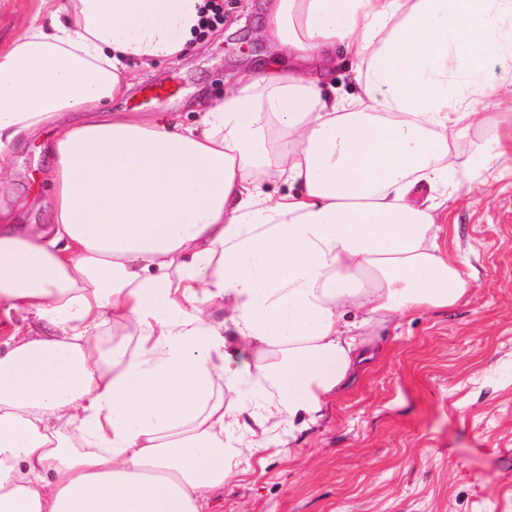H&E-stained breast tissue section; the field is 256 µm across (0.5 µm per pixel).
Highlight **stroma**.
<instances>
[{"mask_svg": "<svg viewBox=\"0 0 512 512\" xmlns=\"http://www.w3.org/2000/svg\"><path fill=\"white\" fill-rule=\"evenodd\" d=\"M268 0H225L187 54L143 67L109 112L192 121L247 71L300 63L267 32ZM147 85L172 96L140 104ZM43 137L8 146L0 211L29 228L52 199ZM446 250L472 275L444 311L405 314L388 352L289 450L246 455L208 512H512V177H470L448 210Z\"/></svg>", "mask_w": 512, "mask_h": 512, "instance_id": "1", "label": "stroma"}]
</instances>
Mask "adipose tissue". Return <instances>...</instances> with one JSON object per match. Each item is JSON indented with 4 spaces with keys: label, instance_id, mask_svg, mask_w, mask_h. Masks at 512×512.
Wrapping results in <instances>:
<instances>
[{
    "label": "adipose tissue",
    "instance_id": "obj_1",
    "mask_svg": "<svg viewBox=\"0 0 512 512\" xmlns=\"http://www.w3.org/2000/svg\"><path fill=\"white\" fill-rule=\"evenodd\" d=\"M204 3L59 0L0 48V150L53 129L48 224L0 222L25 329L0 350V512H203L364 374L372 328L469 291L440 219L468 172L512 171V0H274L305 70L243 74L188 124L55 126L188 51ZM340 49L354 99L322 93Z\"/></svg>",
    "mask_w": 512,
    "mask_h": 512
}]
</instances>
